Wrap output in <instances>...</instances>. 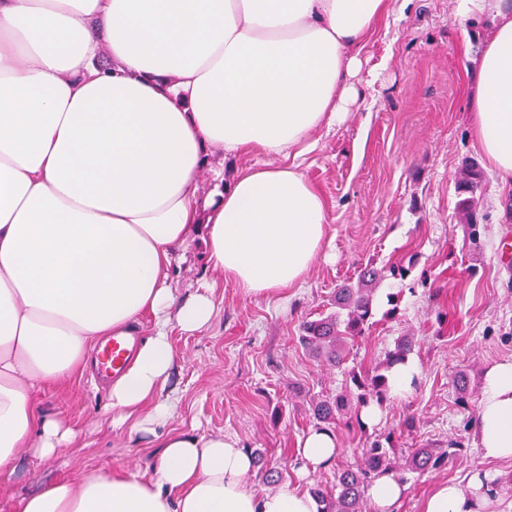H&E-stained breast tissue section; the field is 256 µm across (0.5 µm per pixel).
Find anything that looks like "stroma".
Listing matches in <instances>:
<instances>
[{"instance_id":"stroma-1","label":"stroma","mask_w":512,"mask_h":512,"mask_svg":"<svg viewBox=\"0 0 512 512\" xmlns=\"http://www.w3.org/2000/svg\"><path fill=\"white\" fill-rule=\"evenodd\" d=\"M487 20H463L453 0H392L388 17L365 40L363 86L345 120L315 133L316 148L303 171L324 197L327 242L301 285L272 297H247L206 264L204 244L190 241L175 260L171 286L187 299L215 287L216 311L202 330L172 329L175 365L166 390L168 429L227 435L250 453L249 480L260 491L300 480L304 490L336 491L337 466H353L367 437L394 433L402 451H462L444 468L406 473L407 494L396 512H421L441 481L468 486L475 476L512 479V462L482 460L473 428L483 371L512 359V187L485 168L470 129L467 89L475 60L491 37ZM483 164L478 208L485 215L484 245L473 253L464 238L456 181L465 160ZM415 257L406 278L379 286L374 324L348 344L336 367L311 357L298 342L301 325L331 310L344 281ZM401 295L395 318H385L386 296ZM413 339L409 355L420 374L415 386L391 400L376 424L359 430L337 421L334 466L305 472L300 440L315 428L313 400L349 385L351 370L373 369L400 337ZM469 370L468 404L457 402V371ZM107 389L90 373L42 396L44 412L72 425L74 441L54 455L23 453L11 480L0 487V512L56 480L97 468L118 474L145 469L159 453L158 437L134 421L114 423ZM413 429H404L406 418Z\"/></svg>"}]
</instances>
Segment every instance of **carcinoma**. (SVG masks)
I'll use <instances>...</instances> for the list:
<instances>
[{
  "instance_id": "obj_1",
  "label": "carcinoma",
  "mask_w": 512,
  "mask_h": 512,
  "mask_svg": "<svg viewBox=\"0 0 512 512\" xmlns=\"http://www.w3.org/2000/svg\"><path fill=\"white\" fill-rule=\"evenodd\" d=\"M483 173L474 162H467L458 180V190L464 194L458 209L465 219L466 236L470 244L479 249L483 246V225L477 221L476 194L480 190ZM407 269L402 265L389 268L369 266L358 275L357 284H343L336 289L333 299L334 311L326 316L303 323L300 343L309 354L331 366L344 360L348 340L364 335L372 325L375 294L386 275L404 276ZM412 349V341L403 336L394 350L387 353L383 362L368 371H354L350 385L334 397L319 399L312 403L313 417L323 425H332L342 416H349L357 425H363V410L375 405L383 407L393 399L390 376L393 367L406 361ZM458 452L457 443L450 442L446 448H416L399 462L391 436L376 438L361 449V463L354 468H340L336 472V495H327L322 490L313 491L321 499V512H363L365 491L381 474H390L404 483L403 472H423L445 467Z\"/></svg>"
}]
</instances>
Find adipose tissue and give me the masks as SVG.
I'll return each instance as SVG.
<instances>
[{"label":"adipose tissue","instance_id":"ef3b65f1","mask_svg":"<svg viewBox=\"0 0 512 512\" xmlns=\"http://www.w3.org/2000/svg\"><path fill=\"white\" fill-rule=\"evenodd\" d=\"M390 0H0V482L21 449L42 457L72 428L40 393L85 372L114 336L144 334L109 382L112 418L165 425L172 327L205 328L212 291L177 297L172 259L194 236L209 267L249 297L301 284L328 236L302 170L312 134L356 101L363 41ZM494 34L470 94L471 133L512 185V0H455ZM104 41L109 68L94 62ZM283 164L225 180L214 155ZM209 170L214 188L201 194ZM476 448L512 460V360L489 364ZM150 467L95 469L18 512H319L286 483L257 491L253 461L223 435L168 433ZM482 479L438 483L422 512H481Z\"/></svg>","mask_w":512,"mask_h":512}]
</instances>
